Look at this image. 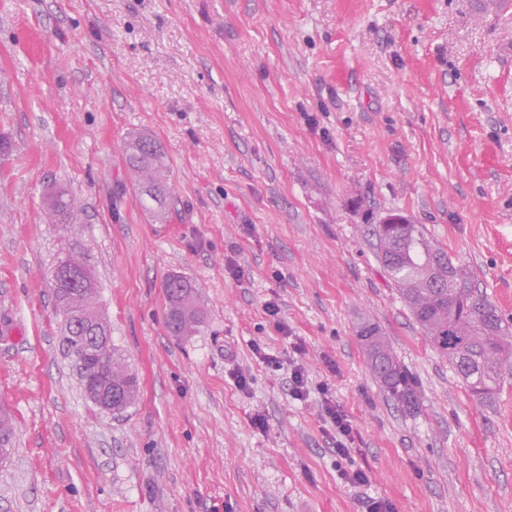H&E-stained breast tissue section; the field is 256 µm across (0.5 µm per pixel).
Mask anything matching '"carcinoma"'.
Masks as SVG:
<instances>
[{
	"label": "carcinoma",
	"mask_w": 512,
	"mask_h": 512,
	"mask_svg": "<svg viewBox=\"0 0 512 512\" xmlns=\"http://www.w3.org/2000/svg\"><path fill=\"white\" fill-rule=\"evenodd\" d=\"M123 156L132 175L134 192L142 206L157 220L165 216L171 197L167 155L161 143L146 134H132L123 146ZM47 214L58 224L77 223V206L62 187L43 197ZM370 234L384 271L420 326L431 348L453 367L472 396L484 401L496 393L503 369L512 362V326L505 323L497 307L478 292L469 272L438 247L420 224L370 225ZM64 266L89 275L90 289L78 297L65 282H50L54 308L64 327L63 343L69 359L81 354L74 335H86L84 311L97 303L98 281L86 259L85 247L73 241L58 250L53 268ZM167 328L174 336H190L204 323V312L196 304L194 285L181 275L164 283ZM359 337L382 386L411 403L412 380L399 365L380 328L369 324ZM124 363L114 346L98 349L92 372L100 379ZM128 399L116 404L115 414L125 412L138 398L135 374L125 379ZM14 430L7 413L0 414V458L9 457Z\"/></svg>",
	"instance_id": "cac0c4a2"
}]
</instances>
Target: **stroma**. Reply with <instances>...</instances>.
Wrapping results in <instances>:
<instances>
[{
  "label": "stroma",
  "instance_id": "obj_1",
  "mask_svg": "<svg viewBox=\"0 0 512 512\" xmlns=\"http://www.w3.org/2000/svg\"><path fill=\"white\" fill-rule=\"evenodd\" d=\"M133 132L166 150V221L132 188ZM0 141V512H512V367L473 398L369 234L389 211L424 225L512 323V0H0ZM53 185L78 223L51 222ZM68 236L139 380L119 416L62 351L47 282ZM172 274L205 311L194 335L168 331ZM268 301L356 428L352 459L319 394L289 397ZM368 323L414 407L374 377Z\"/></svg>",
  "mask_w": 512,
  "mask_h": 512
}]
</instances>
